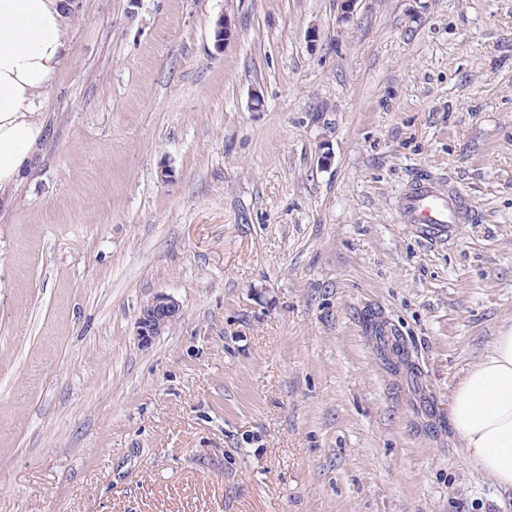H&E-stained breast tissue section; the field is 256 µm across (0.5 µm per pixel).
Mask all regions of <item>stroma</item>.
<instances>
[{"label":"stroma","instance_id":"stroma-1","mask_svg":"<svg viewBox=\"0 0 512 512\" xmlns=\"http://www.w3.org/2000/svg\"><path fill=\"white\" fill-rule=\"evenodd\" d=\"M71 5L0 208V512H512L448 408L512 326V0ZM407 224H419L435 239L453 235L470 216L467 196L430 172L415 176L399 199ZM180 315V305L176 299L170 295H157L139 311L136 320L138 342L142 347L150 346L178 322Z\"/></svg>","mask_w":512,"mask_h":512}]
</instances>
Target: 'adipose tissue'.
Returning a JSON list of instances; mask_svg holds the SVG:
<instances>
[{"label": "adipose tissue", "mask_w": 512, "mask_h": 512, "mask_svg": "<svg viewBox=\"0 0 512 512\" xmlns=\"http://www.w3.org/2000/svg\"><path fill=\"white\" fill-rule=\"evenodd\" d=\"M69 32L68 0H0V194L43 136L42 106ZM449 418L477 469L512 490V327L457 383Z\"/></svg>", "instance_id": "ef3b65f1"}]
</instances>
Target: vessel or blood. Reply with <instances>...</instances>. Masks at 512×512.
I'll return each instance as SVG.
<instances>
[{
    "mask_svg": "<svg viewBox=\"0 0 512 512\" xmlns=\"http://www.w3.org/2000/svg\"><path fill=\"white\" fill-rule=\"evenodd\" d=\"M403 220L424 227L428 236L453 235L470 215L467 197L432 173L415 176L399 199Z\"/></svg>",
    "mask_w": 512,
    "mask_h": 512,
    "instance_id": "1",
    "label": "vessel or blood"
}]
</instances>
